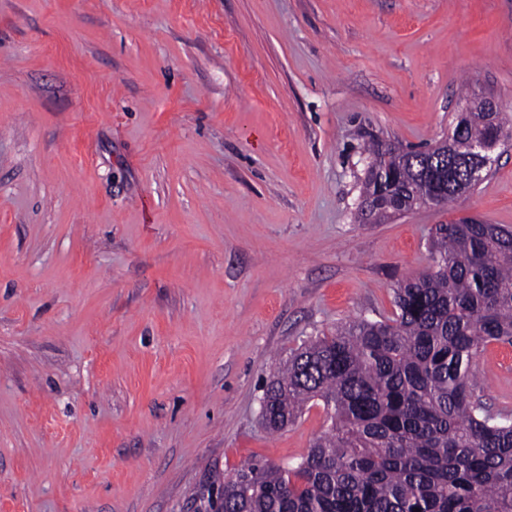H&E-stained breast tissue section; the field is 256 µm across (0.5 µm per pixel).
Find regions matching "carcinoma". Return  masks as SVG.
<instances>
[{
  "mask_svg": "<svg viewBox=\"0 0 512 512\" xmlns=\"http://www.w3.org/2000/svg\"><path fill=\"white\" fill-rule=\"evenodd\" d=\"M430 150L373 143L362 211L381 221L472 187L459 161L484 135L512 142V104L465 95ZM431 264L393 289L396 312L360 319L292 351L266 384L271 432L322 402L328 429L294 467L253 462L213 481L206 512H512V413L474 398L471 369L512 343V231L477 219L439 224Z\"/></svg>",
  "mask_w": 512,
  "mask_h": 512,
  "instance_id": "1",
  "label": "carcinoma"
}]
</instances>
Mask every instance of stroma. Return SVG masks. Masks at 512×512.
Returning <instances> with one entry per match:
<instances>
[{"label":"stroma","instance_id":"obj_1","mask_svg":"<svg viewBox=\"0 0 512 512\" xmlns=\"http://www.w3.org/2000/svg\"><path fill=\"white\" fill-rule=\"evenodd\" d=\"M512 102V0H0V512H199L292 349L391 317L436 225L512 228V146L455 209L360 219L371 140ZM512 345L475 393L512 410Z\"/></svg>","mask_w":512,"mask_h":512}]
</instances>
